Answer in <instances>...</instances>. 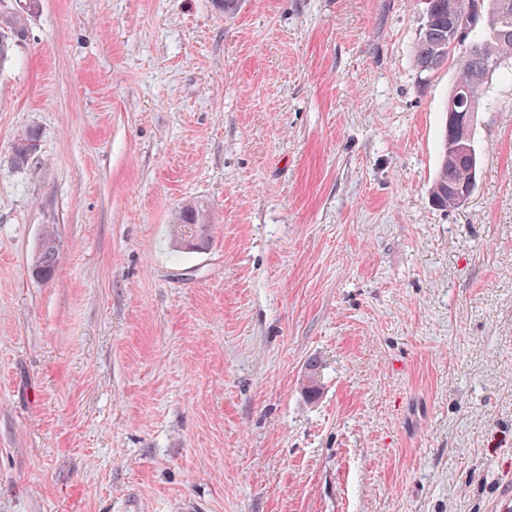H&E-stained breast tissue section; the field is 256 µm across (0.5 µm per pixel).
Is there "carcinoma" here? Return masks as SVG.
<instances>
[{
    "label": "carcinoma",
    "instance_id": "1",
    "mask_svg": "<svg viewBox=\"0 0 512 512\" xmlns=\"http://www.w3.org/2000/svg\"><path fill=\"white\" fill-rule=\"evenodd\" d=\"M475 0H428L425 22L415 44L414 57L418 67L423 71H432L449 58L446 46L448 26L457 19L468 18L473 14ZM35 9L28 8L8 13L0 22L8 30L0 33V64L10 58L16 40L13 32L28 30L29 18ZM494 57H503L506 63L512 62V39L503 41L487 32L478 34V38L468 42L457 59L456 78L448 98L455 99V110L462 112L468 105L490 103L483 102L484 90L489 79L482 77L487 63ZM38 142V135L28 130L13 143L11 162L18 168H26L34 161L30 153L33 144ZM468 164L456 162L448 165V134H443L440 146V163L435 178L432 195L436 204L444 209L455 207L453 203L455 190L468 179ZM176 245L189 252L208 248L212 225L205 210L196 205H187L173 225ZM60 258V246L56 235L48 231L41 238L32 273L39 279L47 281L52 278Z\"/></svg>",
    "mask_w": 512,
    "mask_h": 512
}]
</instances>
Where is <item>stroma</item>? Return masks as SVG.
<instances>
[{
	"instance_id": "stroma-1",
	"label": "stroma",
	"mask_w": 512,
	"mask_h": 512,
	"mask_svg": "<svg viewBox=\"0 0 512 512\" xmlns=\"http://www.w3.org/2000/svg\"><path fill=\"white\" fill-rule=\"evenodd\" d=\"M423 22L419 0H40L0 68V512H501L512 77L471 197L437 207L456 66L420 71ZM189 202L212 242L181 253ZM38 143V135L33 130H28L19 136L13 143L11 162L18 168H27L32 164L36 155L30 153L33 144ZM60 258V246L56 235L51 231L41 238L32 273L43 281L50 280L57 268Z\"/></svg>"
}]
</instances>
